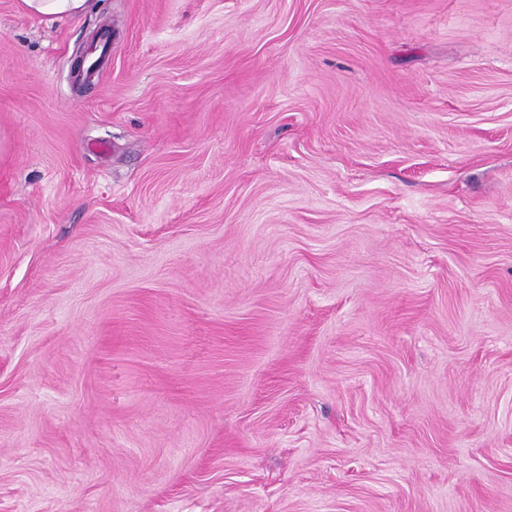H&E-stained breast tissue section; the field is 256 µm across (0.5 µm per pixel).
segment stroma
Listing matches in <instances>:
<instances>
[{"instance_id":"obj_1","label":"stroma","mask_w":512,"mask_h":512,"mask_svg":"<svg viewBox=\"0 0 512 512\" xmlns=\"http://www.w3.org/2000/svg\"><path fill=\"white\" fill-rule=\"evenodd\" d=\"M0 512H512V0H0ZM21 7L29 13L55 18L58 16H80L91 8L92 0H19Z\"/></svg>"}]
</instances>
